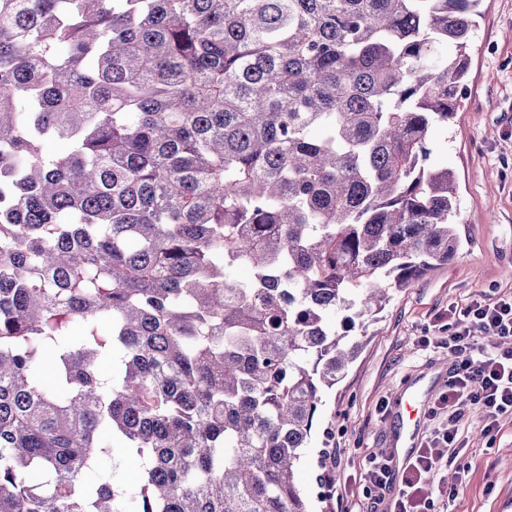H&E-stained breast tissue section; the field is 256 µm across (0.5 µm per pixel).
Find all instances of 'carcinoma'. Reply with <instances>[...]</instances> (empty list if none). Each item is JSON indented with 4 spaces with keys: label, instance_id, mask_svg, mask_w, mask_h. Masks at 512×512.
I'll use <instances>...</instances> for the list:
<instances>
[{
    "label": "carcinoma",
    "instance_id": "1",
    "mask_svg": "<svg viewBox=\"0 0 512 512\" xmlns=\"http://www.w3.org/2000/svg\"><path fill=\"white\" fill-rule=\"evenodd\" d=\"M481 2L0 0V512H311L323 393L457 255ZM134 467L130 460H121L118 463L107 464L105 473L112 476L115 484L127 493H131L136 488V483L132 478Z\"/></svg>",
    "mask_w": 512,
    "mask_h": 512
}]
</instances>
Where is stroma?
<instances>
[{
	"instance_id": "35a3bbf8",
	"label": "stroma",
	"mask_w": 512,
	"mask_h": 512,
	"mask_svg": "<svg viewBox=\"0 0 512 512\" xmlns=\"http://www.w3.org/2000/svg\"><path fill=\"white\" fill-rule=\"evenodd\" d=\"M480 11L460 110L453 124L431 134L433 160L457 179L459 254L410 287L392 290L357 358L324 392L299 468L311 512H386V503L369 498L364 458L403 447L400 411L409 394L425 413L416 443L438 427L429 411L453 366L442 346L449 310L512 294V0H483ZM424 337L429 346H421ZM461 411L468 470L461 477L459 461L443 464L439 479L458 492L436 499L435 512H512V413L500 415L498 433L489 437L475 406ZM326 448L339 450L341 464L324 488L317 479Z\"/></svg>"
}]
</instances>
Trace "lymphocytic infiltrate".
<instances>
[{
	"label": "lymphocytic infiltrate",
	"instance_id": "f902f5d3",
	"mask_svg": "<svg viewBox=\"0 0 512 512\" xmlns=\"http://www.w3.org/2000/svg\"><path fill=\"white\" fill-rule=\"evenodd\" d=\"M475 325L493 336L492 344L475 343L471 334ZM447 347L457 362L430 414L446 417L448 424L417 449L390 501V512H432L434 500L424 494L423 485L426 478L438 474L445 456L460 454V401H470L482 410L483 431L488 435L496 433L500 415L512 412V295L473 300L452 324Z\"/></svg>",
	"mask_w": 512,
	"mask_h": 512
}]
</instances>
